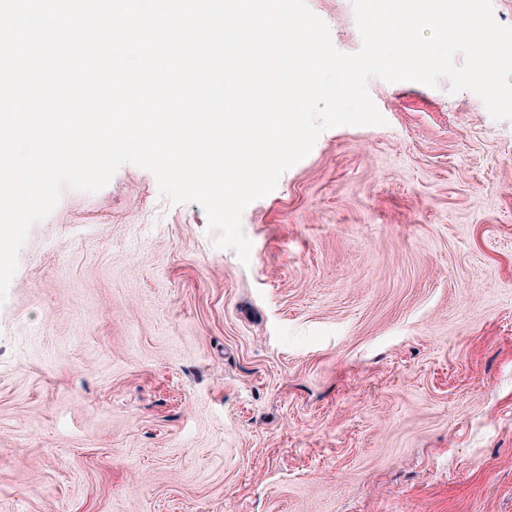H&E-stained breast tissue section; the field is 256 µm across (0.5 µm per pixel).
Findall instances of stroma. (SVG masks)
<instances>
[{
  "label": "stroma",
  "instance_id": "stroma-1",
  "mask_svg": "<svg viewBox=\"0 0 512 512\" xmlns=\"http://www.w3.org/2000/svg\"><path fill=\"white\" fill-rule=\"evenodd\" d=\"M345 53L352 0H307ZM241 217L122 166L0 305V512H512V120L372 78Z\"/></svg>",
  "mask_w": 512,
  "mask_h": 512
}]
</instances>
